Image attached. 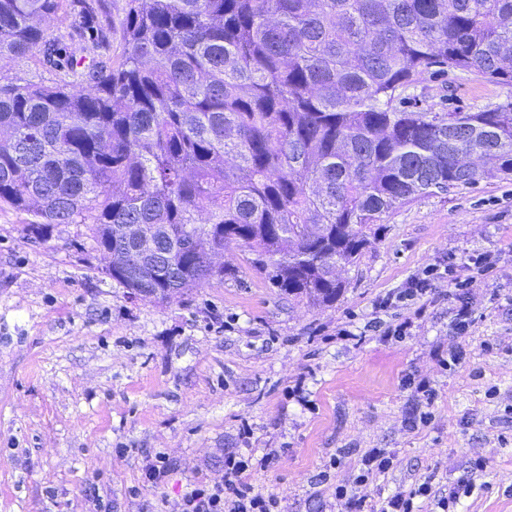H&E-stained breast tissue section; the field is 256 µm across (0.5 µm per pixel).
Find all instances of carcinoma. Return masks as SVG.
<instances>
[{"instance_id": "1", "label": "carcinoma", "mask_w": 512, "mask_h": 512, "mask_svg": "<svg viewBox=\"0 0 512 512\" xmlns=\"http://www.w3.org/2000/svg\"><path fill=\"white\" fill-rule=\"evenodd\" d=\"M76 2L99 21L86 62L43 27L62 0H0V62L50 67L0 83V207L35 238L87 225L127 289L221 282L203 256L235 244L281 293L327 306L395 208L512 178V98L402 105L435 68L512 87V0H126L116 62L112 4ZM111 224L155 238L149 279Z\"/></svg>"}]
</instances>
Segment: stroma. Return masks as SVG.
Instances as JSON below:
<instances>
[{"label":"stroma","mask_w":512,"mask_h":512,"mask_svg":"<svg viewBox=\"0 0 512 512\" xmlns=\"http://www.w3.org/2000/svg\"><path fill=\"white\" fill-rule=\"evenodd\" d=\"M413 94L473 112L512 89L443 74ZM28 222L0 208V512H181L228 456L269 451L248 480L282 512H344L340 485L370 505L423 484L417 512H512V180L397 207L330 306L279 294L234 244L223 281L141 301L101 274L85 225L42 240ZM434 265L453 277L397 301ZM407 317L408 336H384ZM375 448L389 469L357 482Z\"/></svg>","instance_id":"stroma-1"}]
</instances>
